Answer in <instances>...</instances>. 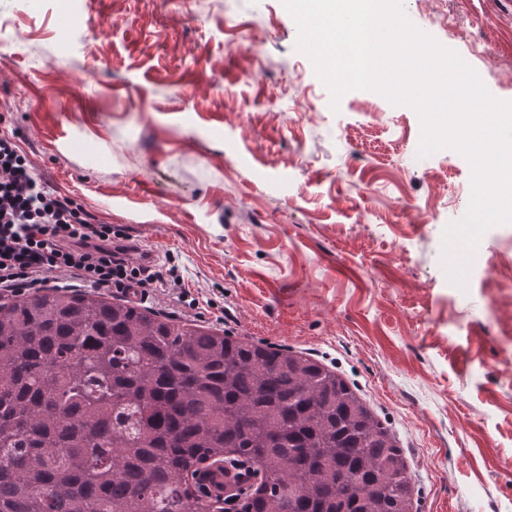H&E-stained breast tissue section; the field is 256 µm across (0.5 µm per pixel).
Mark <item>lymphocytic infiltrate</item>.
<instances>
[{
	"mask_svg": "<svg viewBox=\"0 0 512 512\" xmlns=\"http://www.w3.org/2000/svg\"><path fill=\"white\" fill-rule=\"evenodd\" d=\"M125 239L49 187L16 141L0 136V296L51 283L144 295L175 288L187 302L191 292L175 269L133 262Z\"/></svg>",
	"mask_w": 512,
	"mask_h": 512,
	"instance_id": "lymphocytic-infiltrate-1",
	"label": "lymphocytic infiltrate"
}]
</instances>
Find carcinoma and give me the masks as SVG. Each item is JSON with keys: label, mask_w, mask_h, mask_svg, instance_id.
<instances>
[{"label": "carcinoma", "mask_w": 512, "mask_h": 512, "mask_svg": "<svg viewBox=\"0 0 512 512\" xmlns=\"http://www.w3.org/2000/svg\"><path fill=\"white\" fill-rule=\"evenodd\" d=\"M239 512H412L392 431L335 371L95 291L0 305V512H206L224 449ZM227 482L234 483L237 486L236 494L230 497L227 502L226 512H235L244 497L251 493L252 475L251 468L239 461H234L223 469L210 470L202 479L206 490L211 495H223L226 492L224 488V479Z\"/></svg>", "instance_id": "carcinoma-1"}]
</instances>
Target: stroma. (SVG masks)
Returning <instances> with one entry per match:
<instances>
[{
	"label": "stroma",
	"mask_w": 512,
	"mask_h": 512,
	"mask_svg": "<svg viewBox=\"0 0 512 512\" xmlns=\"http://www.w3.org/2000/svg\"><path fill=\"white\" fill-rule=\"evenodd\" d=\"M404 9L512 101V0ZM297 38L282 0H0V135L199 302L148 307L353 383L414 512H512V223L452 284L468 162L418 157L409 107L353 90L332 111Z\"/></svg>",
	"instance_id": "1"
}]
</instances>
